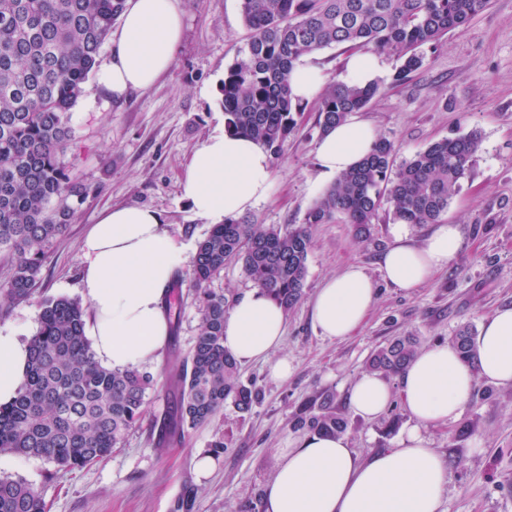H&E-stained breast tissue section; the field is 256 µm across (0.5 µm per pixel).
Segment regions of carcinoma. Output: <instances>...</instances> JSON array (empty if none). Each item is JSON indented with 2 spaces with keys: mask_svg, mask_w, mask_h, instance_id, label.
I'll use <instances>...</instances> for the list:
<instances>
[{
  "mask_svg": "<svg viewBox=\"0 0 512 512\" xmlns=\"http://www.w3.org/2000/svg\"><path fill=\"white\" fill-rule=\"evenodd\" d=\"M490 0H240L247 42L220 83L225 129L247 135L281 157L297 126L290 72L302 57L326 48L373 47L400 61L393 82L406 83L425 62L424 48L464 26ZM124 0H0V258L9 280L0 285V311L37 286L45 248L76 219L89 195L63 157L73 145L71 112L89 93L90 75L121 15ZM364 85L329 83L316 105L317 125L329 132L364 110L379 93ZM481 147L474 130L431 143L401 163L386 138L339 176L305 212L282 229L248 217L214 224L199 242L188 275L176 271L164 298L177 329L181 286L189 281L201 317L188 355L174 361L177 402L162 412L156 446L181 441L227 403L248 413L259 393L239 377L224 349V319L231 301L209 287L228 263L241 265L254 286L288 312L303 298L311 229L341 216L363 231L386 203L402 224H439ZM86 312L75 300H47L16 398L0 404V453L40 458L53 478L103 460L142 418L154 376L141 369L112 370L96 360L84 334ZM452 345L475 362L474 339L461 328ZM418 336H396L370 355V371L402 374L420 352ZM349 421L324 390L301 403L290 420L302 433L341 434ZM198 490L187 484L171 512H195ZM0 512H47L40 490L23 479L0 477Z\"/></svg>",
  "mask_w": 512,
  "mask_h": 512,
  "instance_id": "obj_1",
  "label": "carcinoma"
}]
</instances>
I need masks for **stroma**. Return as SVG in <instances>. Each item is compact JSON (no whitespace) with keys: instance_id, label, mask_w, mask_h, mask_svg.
<instances>
[{"instance_id":"stroma-1","label":"stroma","mask_w":512,"mask_h":512,"mask_svg":"<svg viewBox=\"0 0 512 512\" xmlns=\"http://www.w3.org/2000/svg\"><path fill=\"white\" fill-rule=\"evenodd\" d=\"M183 37L171 70L150 88L123 102L91 87L74 108L75 142L65 160L91 193L67 231L46 248L37 288L0 310V331L25 327L35 334L44 302L80 298L84 236L104 209L140 205L157 210L166 232L183 241L187 255L209 231L181 194L179 180L193 150L224 125L219 85L247 31L240 0H181ZM422 68L406 84H393L397 60L382 55L380 93L361 117L376 136L391 140L398 159L442 138L479 130L482 145L473 173L442 221L460 225L464 245L429 282L407 292L385 282L379 256L392 241L395 220L381 207L366 233L337 217L312 230L304 300L286 315L279 356L288 379L273 381L266 365L241 366L242 381L256 382L260 397L249 413L225 406L210 421L167 448L155 445L160 414L174 400L171 362L187 355L199 332L192 295H185L180 326L159 360L140 423L105 460L46 482L49 465L34 457L0 456V476L21 478L40 489L48 512H170L184 484L199 489L195 512H237L272 480L276 450L291 433L289 420L307 397L325 389L345 403L352 383L366 372L372 351L396 336L412 334L425 345L447 343L461 326L479 331L497 308L512 306V0H491L463 28L425 51ZM315 101L303 103L298 126L273 163L270 196L248 215L260 224L290 228L331 185L321 178L316 151L321 133ZM359 264L376 285V300L361 329L329 339L315 329L308 298L346 265ZM391 411L398 419L350 416L347 437L359 456L393 447L408 417L400 394ZM460 422L473 432L456 436L455 425L430 427V448L450 463L443 512H512V386L496 385L490 398L472 395ZM223 439L212 473L199 477L195 453Z\"/></svg>"}]
</instances>
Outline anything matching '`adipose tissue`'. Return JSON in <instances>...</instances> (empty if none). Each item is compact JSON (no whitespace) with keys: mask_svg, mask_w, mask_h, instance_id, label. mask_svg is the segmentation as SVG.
Returning <instances> with one entry per match:
<instances>
[{"mask_svg":"<svg viewBox=\"0 0 512 512\" xmlns=\"http://www.w3.org/2000/svg\"><path fill=\"white\" fill-rule=\"evenodd\" d=\"M182 33L180 0H125L111 58L97 71V85L117 102L151 87L172 68ZM374 141L372 127L349 115L318 144L321 176L339 177L369 153ZM272 179V156L264 147L223 131L193 152L180 187L197 216L219 224L265 200ZM161 224L155 209L117 206L99 215L84 240L81 288L90 305L84 333L105 367L153 364L170 337L164 294L187 256ZM462 246L460 225H434L417 244L399 224L380 256V271L393 286L411 291L446 267ZM374 301L373 281L350 265L326 279L309 306L317 330L340 339L360 328ZM285 322L284 309L252 289L237 299L224 322V347L237 362L266 363L273 379H286L288 360L276 355ZM475 347L473 365L449 344L424 349L409 363L400 392L410 424L395 447L363 459L343 435L289 436L277 451L264 512H442L449 462L429 448L422 430L458 419L477 379L512 385V307L484 320ZM27 359L28 347L17 334L0 333V404L15 397ZM390 401L389 382L372 373L360 376L349 391L351 410L366 419L380 416Z\"/></svg>","mask_w":512,"mask_h":512,"instance_id":"obj_1","label":"adipose tissue"}]
</instances>
